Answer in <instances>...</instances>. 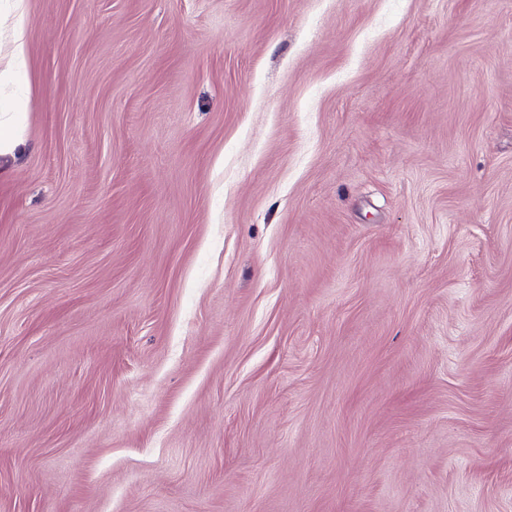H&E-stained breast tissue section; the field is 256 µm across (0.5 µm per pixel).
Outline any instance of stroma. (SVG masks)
Returning <instances> with one entry per match:
<instances>
[{
  "label": "stroma",
  "mask_w": 512,
  "mask_h": 512,
  "mask_svg": "<svg viewBox=\"0 0 512 512\" xmlns=\"http://www.w3.org/2000/svg\"><path fill=\"white\" fill-rule=\"evenodd\" d=\"M0 512H512V0H21Z\"/></svg>",
  "instance_id": "35a3bbf8"
}]
</instances>
